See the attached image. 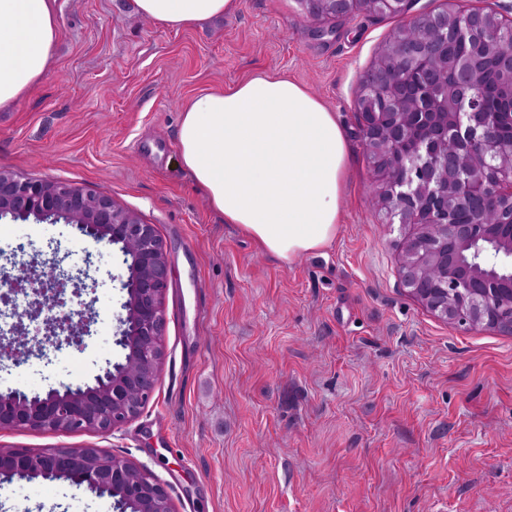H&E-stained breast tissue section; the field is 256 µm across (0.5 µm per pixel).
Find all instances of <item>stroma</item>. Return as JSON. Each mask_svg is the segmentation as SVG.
Instances as JSON below:
<instances>
[{"label":"stroma","instance_id":"obj_1","mask_svg":"<svg viewBox=\"0 0 512 512\" xmlns=\"http://www.w3.org/2000/svg\"><path fill=\"white\" fill-rule=\"evenodd\" d=\"M43 78L0 112V169L108 195L168 251L163 361L140 413L110 433L4 429L0 450L94 447L144 467L176 512H512V335L438 318L397 276L404 231L372 191L358 78L405 16L315 21L300 0H238L171 30L133 0H58ZM258 72L336 112L347 192L333 241L283 263L208 205L179 163L182 107ZM63 255L92 281L78 346L10 345L0 395L94 384L124 360L115 249L71 225L0 220V270ZM0 512H115L63 478L0 485Z\"/></svg>","mask_w":512,"mask_h":512}]
</instances>
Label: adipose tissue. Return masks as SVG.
I'll list each match as a JSON object with an SVG mask.
<instances>
[{
  "label": "adipose tissue",
  "mask_w": 512,
  "mask_h": 512,
  "mask_svg": "<svg viewBox=\"0 0 512 512\" xmlns=\"http://www.w3.org/2000/svg\"><path fill=\"white\" fill-rule=\"evenodd\" d=\"M159 26L190 29L233 13L238 0H135ZM57 0H0V108L50 68ZM179 162L225 223L290 263L335 237L348 170L344 126L288 76L259 73L204 91L182 109Z\"/></svg>",
  "instance_id": "1"
}]
</instances>
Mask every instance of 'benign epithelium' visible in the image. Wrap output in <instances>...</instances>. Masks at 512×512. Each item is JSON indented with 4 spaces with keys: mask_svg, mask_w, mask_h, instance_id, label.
<instances>
[{
    "mask_svg": "<svg viewBox=\"0 0 512 512\" xmlns=\"http://www.w3.org/2000/svg\"><path fill=\"white\" fill-rule=\"evenodd\" d=\"M316 21L366 13H404L410 0H301ZM512 18L496 10L423 14L385 42L360 78L357 111L364 149L374 164L375 196L411 231L398 275L407 292L449 323L512 334V135L482 110L477 89L483 72L448 64V43L476 39L512 80ZM435 63L433 80L418 74L424 55ZM443 79L444 93L433 92ZM64 220L97 243L118 246L126 265L120 286L127 299L118 316L116 344L125 362L108 367L92 386H62L45 396L14 391L0 396V429L112 432L135 418L151 399L165 356L164 300L170 264L152 224L108 195L58 181L0 169V219ZM22 263L1 277L26 281L29 319L66 305L89 269L74 276L57 257ZM66 338L80 341L87 324L56 320ZM68 478L98 495H116L130 512H174L163 484L143 468L100 448H53L39 453L0 452V484L13 479Z\"/></svg>",
    "mask_w": 512,
    "mask_h": 512,
    "instance_id": "obj_1",
    "label": "benign epithelium"
}]
</instances>
